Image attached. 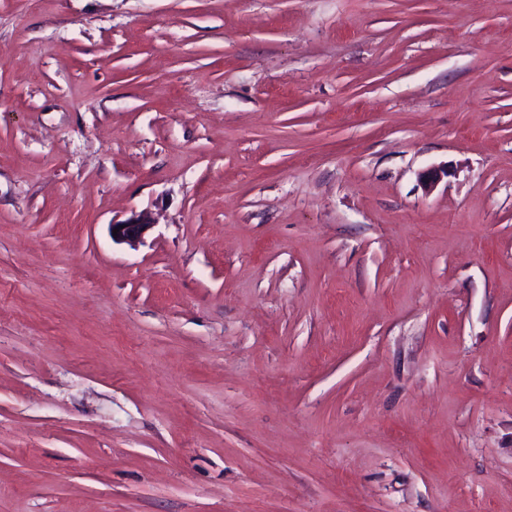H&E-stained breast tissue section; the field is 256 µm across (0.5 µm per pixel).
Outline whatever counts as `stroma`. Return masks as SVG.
<instances>
[{
  "instance_id": "35a3bbf8",
  "label": "stroma",
  "mask_w": 512,
  "mask_h": 512,
  "mask_svg": "<svg viewBox=\"0 0 512 512\" xmlns=\"http://www.w3.org/2000/svg\"><path fill=\"white\" fill-rule=\"evenodd\" d=\"M0 512H512V0H0ZM151 217L147 213H139L120 223L110 224L112 240L117 243L134 244L143 240L145 234L153 227ZM118 229L117 238L113 230Z\"/></svg>"
}]
</instances>
